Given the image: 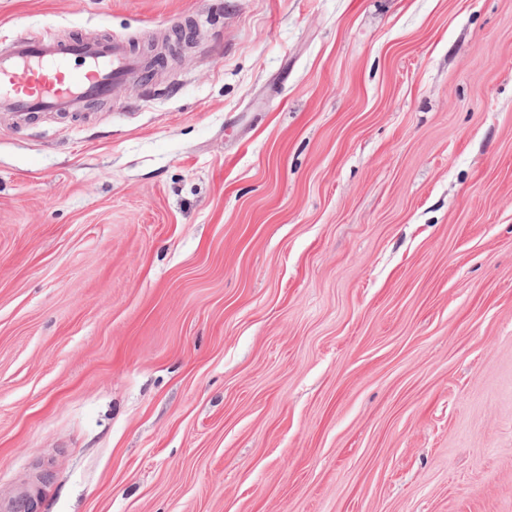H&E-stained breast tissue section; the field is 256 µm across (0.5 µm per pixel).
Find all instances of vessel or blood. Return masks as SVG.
Returning a JSON list of instances; mask_svg holds the SVG:
<instances>
[{"instance_id": "vessel-or-blood-1", "label": "vessel or blood", "mask_w": 512, "mask_h": 512, "mask_svg": "<svg viewBox=\"0 0 512 512\" xmlns=\"http://www.w3.org/2000/svg\"><path fill=\"white\" fill-rule=\"evenodd\" d=\"M151 73L126 37L23 32L0 48V110L24 123L79 112L110 99L128 79Z\"/></svg>"}]
</instances>
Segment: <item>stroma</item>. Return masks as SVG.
Segmentation results:
<instances>
[{
    "label": "stroma",
    "mask_w": 512,
    "mask_h": 512,
    "mask_svg": "<svg viewBox=\"0 0 512 512\" xmlns=\"http://www.w3.org/2000/svg\"><path fill=\"white\" fill-rule=\"evenodd\" d=\"M189 39L0 117V504L512 512V0H0Z\"/></svg>",
    "instance_id": "1"
}]
</instances>
